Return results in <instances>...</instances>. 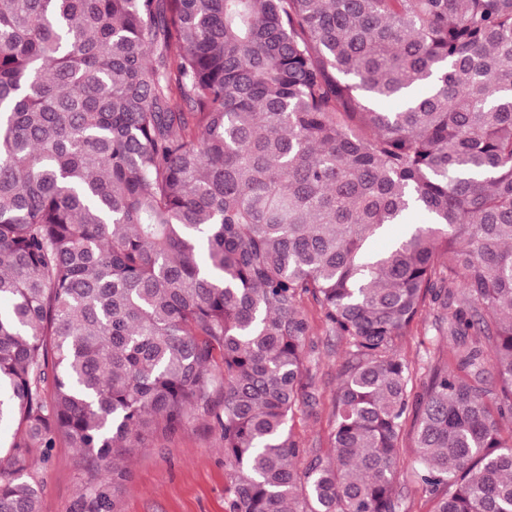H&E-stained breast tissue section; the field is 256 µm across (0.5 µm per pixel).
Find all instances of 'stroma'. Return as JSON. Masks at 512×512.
Wrapping results in <instances>:
<instances>
[{"mask_svg":"<svg viewBox=\"0 0 512 512\" xmlns=\"http://www.w3.org/2000/svg\"><path fill=\"white\" fill-rule=\"evenodd\" d=\"M303 310L316 325L307 342L315 387L291 426L304 447L323 454L334 426L332 398L345 345L326 328L317 307L307 302ZM455 348L448 324L438 321L437 309L431 306L403 339L400 353L421 368L437 357L452 360ZM414 467L413 451L405 449L404 465L395 481L400 512H431L432 498L417 482ZM127 468L128 480L118 494L119 512H225L228 476L221 441L198 422H189L171 439L136 450ZM31 475L43 486L41 512H83L92 473L72 449L57 445L48 461L34 460Z\"/></svg>","mask_w":512,"mask_h":512,"instance_id":"stroma-1","label":"stroma"}]
</instances>
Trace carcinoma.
Instances as JSON below:
<instances>
[{
	"mask_svg": "<svg viewBox=\"0 0 512 512\" xmlns=\"http://www.w3.org/2000/svg\"><path fill=\"white\" fill-rule=\"evenodd\" d=\"M306 300L347 350L301 472ZM192 419L227 512H399L408 425L433 512H512V0H0V512L60 442L111 512ZM448 329L449 320L440 324L437 320L436 307H428L418 318L409 335L403 339L399 348L400 354L417 368L425 367L430 360L438 356L451 363L456 345ZM435 336H444V338L431 346L429 340Z\"/></svg>",
	"mask_w": 512,
	"mask_h": 512,
	"instance_id": "carcinoma-1",
	"label": "carcinoma"
}]
</instances>
